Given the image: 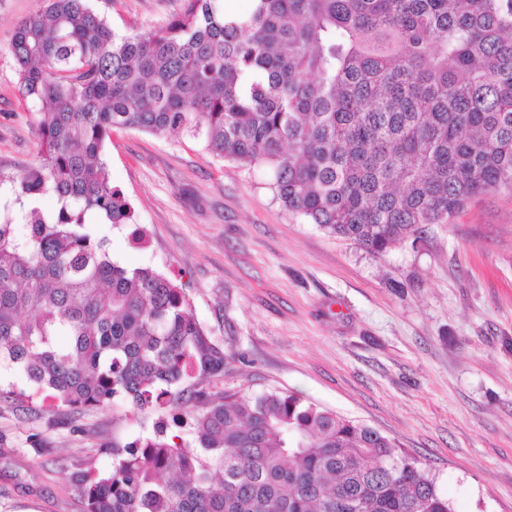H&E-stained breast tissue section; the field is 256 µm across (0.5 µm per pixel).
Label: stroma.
I'll list each match as a JSON object with an SVG mask.
<instances>
[{
  "label": "stroma",
  "mask_w": 512,
  "mask_h": 512,
  "mask_svg": "<svg viewBox=\"0 0 512 512\" xmlns=\"http://www.w3.org/2000/svg\"><path fill=\"white\" fill-rule=\"evenodd\" d=\"M177 0H95L125 31ZM37 0H0V196L38 160L34 103L8 44ZM112 181L146 248L98 224L114 261L173 278L231 353L211 394L281 391L377 429L419 459L454 512H512V191L474 199L451 223L383 254L284 210L259 168L187 137L117 130ZM125 399L39 412L0 402V512H86L77 472L152 433ZM41 447H32L30 435Z\"/></svg>",
  "instance_id": "obj_1"
}]
</instances>
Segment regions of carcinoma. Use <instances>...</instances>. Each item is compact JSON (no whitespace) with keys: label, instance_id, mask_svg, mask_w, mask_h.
Here are the masks:
<instances>
[{"label":"carcinoma","instance_id":"1","mask_svg":"<svg viewBox=\"0 0 512 512\" xmlns=\"http://www.w3.org/2000/svg\"><path fill=\"white\" fill-rule=\"evenodd\" d=\"M38 2L9 44L38 161L16 179L23 223L0 209V368L33 392L0 400L175 409L75 475L87 512H454L371 427L293 393L183 387L229 355L172 279L112 262L87 226L148 243L110 178L119 128L265 168L284 209L377 254L512 190V0H179L123 34L93 0ZM46 194L56 211L26 205Z\"/></svg>","mask_w":512,"mask_h":512}]
</instances>
